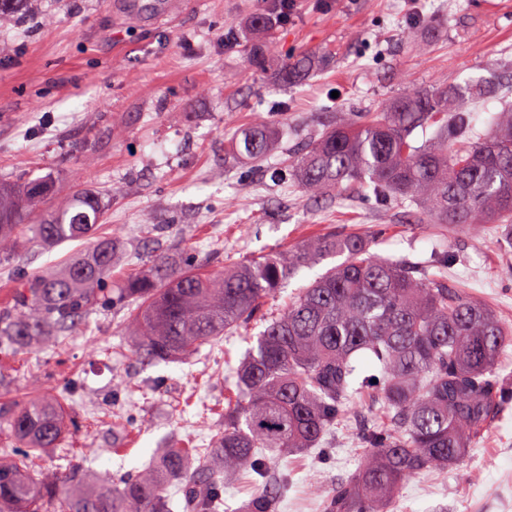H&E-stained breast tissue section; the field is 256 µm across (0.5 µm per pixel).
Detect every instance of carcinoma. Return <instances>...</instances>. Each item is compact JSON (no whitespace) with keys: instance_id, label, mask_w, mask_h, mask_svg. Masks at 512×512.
<instances>
[{"instance_id":"cac0c4a2","label":"carcinoma","mask_w":512,"mask_h":512,"mask_svg":"<svg viewBox=\"0 0 512 512\" xmlns=\"http://www.w3.org/2000/svg\"><path fill=\"white\" fill-rule=\"evenodd\" d=\"M28 0H0V22L20 21ZM276 43L246 49L257 70ZM314 61L284 58L278 75L296 82ZM486 78L471 86L409 90L367 112H340L336 124L274 169L310 194L409 203L429 224L512 225V113L479 135L467 103L494 97ZM433 128L417 143V129ZM274 133L260 118L234 140L235 153L261 164ZM50 194L64 204L42 209ZM102 200L86 188L49 176L0 182V255L32 236L47 247L83 240L88 248L61 265L13 281L12 304L0 309V358L39 341L67 343L78 321L112 309L116 245L100 233ZM370 238L332 231L291 250H275L222 273L155 256L117 296L136 301L129 313L133 351L155 364L178 360L250 325L264 304L303 267L341 257L263 319L234 373L224 427L205 455L161 448L151 467L119 481L82 478L70 467L48 479L31 471L38 452L60 445L70 422L61 394L38 395L21 408L0 402V425L12 445L0 450V512H171L167 488L182 494L184 512H219L224 484L249 477L243 512H277L281 479L274 463L321 446L349 405L363 397L387 412L357 429L364 459L348 480L323 497L321 512H392L411 477L461 465L488 432L512 387L498 373L512 348V324L437 271L370 252ZM377 360L380 371L363 368Z\"/></svg>"}]
</instances>
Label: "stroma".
<instances>
[{
    "label": "stroma",
    "mask_w": 512,
    "mask_h": 512,
    "mask_svg": "<svg viewBox=\"0 0 512 512\" xmlns=\"http://www.w3.org/2000/svg\"><path fill=\"white\" fill-rule=\"evenodd\" d=\"M29 0L28 18L0 25V179L27 174L77 182L106 209L120 242L113 284L160 252L220 272L328 231H365L371 250L429 261L449 250V281L512 323V256L490 244L498 227L427 223L400 203L308 195L271 171L335 123L413 88L496 74L503 100L471 104L485 132L512 103V0ZM275 17L279 47L311 53L316 70L279 85L245 49L264 40L254 16ZM268 113L275 146L253 164L227 154L256 113ZM82 241L46 249L25 241L0 261V303L20 274L58 265ZM128 307L82 319L63 354L43 344L0 368V398L24 405L63 391L73 374L66 442L90 449L81 469L120 478L152 464L156 449L209 447L224 415V388L255 343L243 329L193 356L152 366L129 355ZM363 403L349 406L325 449L278 463L288 473L278 512H320L323 495L359 467ZM398 512H512V402L464 464L408 480Z\"/></svg>",
    "instance_id": "1"
}]
</instances>
